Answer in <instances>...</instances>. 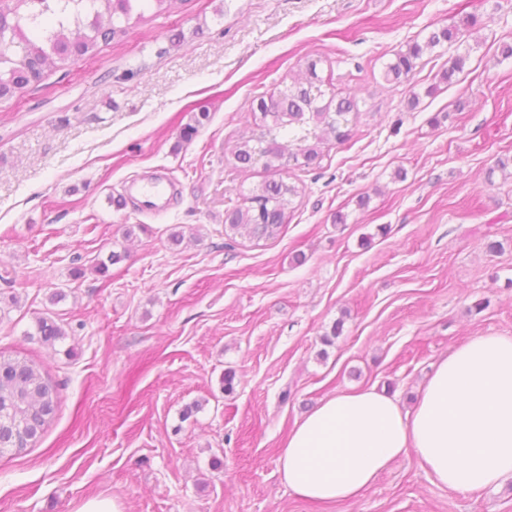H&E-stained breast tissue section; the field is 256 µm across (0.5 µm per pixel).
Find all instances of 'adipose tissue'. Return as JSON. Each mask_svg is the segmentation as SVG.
I'll return each instance as SVG.
<instances>
[{"label": "adipose tissue", "mask_w": 512, "mask_h": 512, "mask_svg": "<svg viewBox=\"0 0 512 512\" xmlns=\"http://www.w3.org/2000/svg\"><path fill=\"white\" fill-rule=\"evenodd\" d=\"M409 454L459 492L512 478V337L474 336L440 359L409 414L373 390L325 398L290 432L279 473L301 498L349 501Z\"/></svg>", "instance_id": "1"}]
</instances>
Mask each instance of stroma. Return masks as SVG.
<instances>
[{
    "mask_svg": "<svg viewBox=\"0 0 512 512\" xmlns=\"http://www.w3.org/2000/svg\"><path fill=\"white\" fill-rule=\"evenodd\" d=\"M472 14L385 82L394 53ZM506 43L512 0H175L1 99L0 353L43 365L59 404L32 448L0 454V512H512V480L459 493L411 455L335 504L279 474L325 397L373 388L409 411L442 357L512 336V177L493 170L512 158ZM311 59L358 122L288 170L302 193L278 237L228 239L225 213L269 176L233 159L257 101ZM156 171L173 193L152 216L126 186ZM44 316L63 341L30 339Z\"/></svg>",
    "mask_w": 512,
    "mask_h": 512,
    "instance_id": "obj_1",
    "label": "stroma"
}]
</instances>
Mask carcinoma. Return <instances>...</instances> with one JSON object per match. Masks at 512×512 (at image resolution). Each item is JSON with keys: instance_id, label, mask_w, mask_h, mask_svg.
Wrapping results in <instances>:
<instances>
[{"instance_id": "obj_1", "label": "carcinoma", "mask_w": 512, "mask_h": 512, "mask_svg": "<svg viewBox=\"0 0 512 512\" xmlns=\"http://www.w3.org/2000/svg\"><path fill=\"white\" fill-rule=\"evenodd\" d=\"M175 0H0V98L42 80L44 69L35 61L55 56L75 61L110 43L144 20L147 10L167 12ZM477 22L470 15L462 24L433 31L422 42L407 45L388 63L384 79L402 83L412 79L417 61L426 51L459 38L461 26ZM319 61L307 63L305 82L259 99L260 120L253 136L235 151L242 169L261 161L269 169L282 168L287 156L306 166L317 159L322 145L344 142L359 116L358 102L338 98L323 89ZM298 187L281 177L265 181L244 195V204L229 211L225 232L256 239L276 237L287 220V209ZM36 336L45 344L66 338L56 321L42 317ZM59 392L44 368L26 357L0 354V453H19L30 447L55 417Z\"/></svg>"}]
</instances>
